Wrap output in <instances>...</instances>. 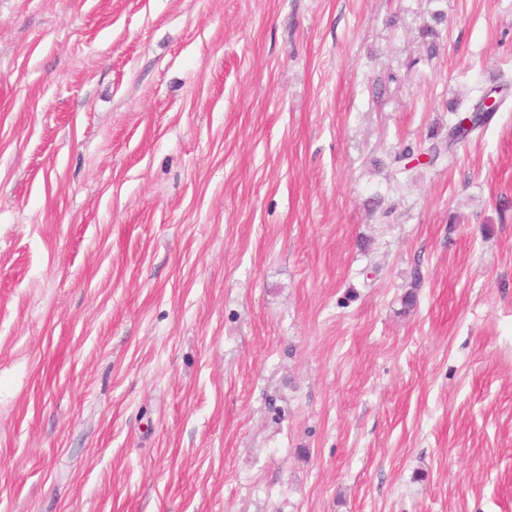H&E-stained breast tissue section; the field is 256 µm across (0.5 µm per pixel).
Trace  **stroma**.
Listing matches in <instances>:
<instances>
[{
  "label": "stroma",
  "instance_id": "obj_1",
  "mask_svg": "<svg viewBox=\"0 0 512 512\" xmlns=\"http://www.w3.org/2000/svg\"><path fill=\"white\" fill-rule=\"evenodd\" d=\"M0 512H512V0H0ZM484 104L488 109H492L496 106V102L493 98L486 99L484 103L482 99L480 102L478 100L475 104H473L472 108L469 109L466 113L457 115L459 117H463L464 119L468 118L471 122V126L466 128L470 124L468 120H465L464 122L459 121L456 125H454V121V123L449 126L448 141L445 143V145L442 143H434L427 149V153L433 160L440 157L445 151L448 152V150H450L455 143L464 141L474 131L484 127L489 122L493 112H487ZM462 122L463 126L465 127L462 126Z\"/></svg>",
  "mask_w": 512,
  "mask_h": 512
}]
</instances>
